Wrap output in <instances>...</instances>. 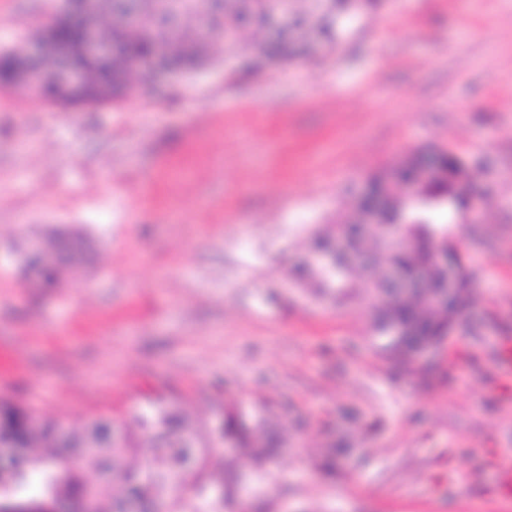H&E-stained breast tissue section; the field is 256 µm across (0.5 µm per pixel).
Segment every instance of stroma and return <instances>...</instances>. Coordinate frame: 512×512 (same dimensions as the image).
<instances>
[{
	"mask_svg": "<svg viewBox=\"0 0 512 512\" xmlns=\"http://www.w3.org/2000/svg\"><path fill=\"white\" fill-rule=\"evenodd\" d=\"M64 3L0 0V50ZM211 54L89 112L0 90V395L72 426L159 385L209 425L270 405L288 446L233 512H512V0H386L287 67ZM426 145L476 179L477 219L452 228L474 305L407 374L370 350L361 302L291 275L368 173ZM56 225L93 260L33 287L18 252Z\"/></svg>",
	"mask_w": 512,
	"mask_h": 512,
	"instance_id": "stroma-1",
	"label": "stroma"
}]
</instances>
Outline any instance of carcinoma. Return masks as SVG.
Here are the masks:
<instances>
[{
	"instance_id": "obj_1",
	"label": "carcinoma",
	"mask_w": 512,
	"mask_h": 512,
	"mask_svg": "<svg viewBox=\"0 0 512 512\" xmlns=\"http://www.w3.org/2000/svg\"><path fill=\"white\" fill-rule=\"evenodd\" d=\"M224 16L205 18L186 9L179 20L157 32L144 24H131L121 10L112 8V21L101 19L102 32L112 35L118 52L112 66L84 63L88 84L70 100L58 87L45 83L43 101L61 112H83L112 103L123 91L139 85L143 70L152 69L156 40L162 36L170 55L180 68L194 70L209 62L205 47L223 44L248 45L253 65L286 64L309 48L308 36L337 44L358 15L380 9L383 0H289L293 25L297 30L272 37L267 32L266 0H223ZM85 34L83 23L62 9L50 29V38L59 48L78 43ZM14 54L0 55V88L13 87ZM435 156V169L424 178L421 170L427 154ZM370 191L357 198L353 214L326 231H313L309 245L327 248L344 244V253L329 265L298 267L295 279L312 282L326 295L344 303L353 298L365 302L373 312L372 348L382 361L406 364L419 347L438 343L454 334L474 297L471 271L458 251L449 225L457 224L471 205V179L449 147H431L410 152L400 161L371 173ZM412 187L420 205L404 202ZM377 223L388 233L374 235L357 223V216L374 209ZM89 239L69 231V238L54 228L43 237L45 249L61 255L54 266H44L38 275L42 285L51 287L61 270L79 268L89 252ZM448 252V262L457 271L458 293L453 306L434 303L428 294L435 291L439 270L434 257ZM416 288L409 296H399L384 285L387 268ZM141 406L125 418L92 417L69 434L59 435L61 420L40 416L6 396H0V444H12L23 453L0 470V512H48L44 498L64 501L79 509L92 496L96 512H119L133 502L141 512H155L163 505L168 487L188 488V497L173 501L167 512H215L216 499L205 496V482H224V502L240 499V493L275 462L286 447L278 431L280 418L265 405L250 410L242 405H224V442L237 454L224 457V471L213 467L214 438L206 436L204 425L183 406L180 395L163 387L142 395ZM151 449L146 462L133 465L140 449ZM99 475L95 483L86 481L83 469Z\"/></svg>"
}]
</instances>
